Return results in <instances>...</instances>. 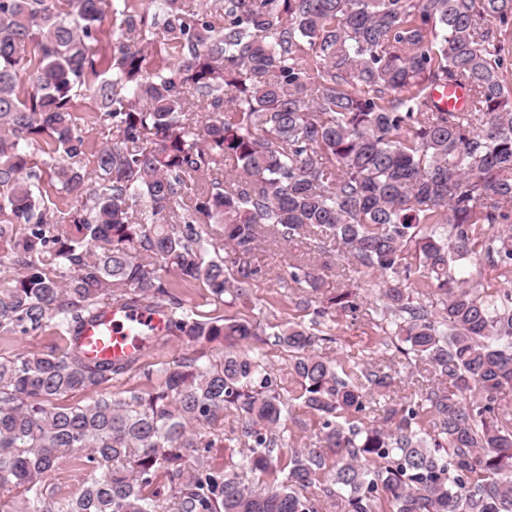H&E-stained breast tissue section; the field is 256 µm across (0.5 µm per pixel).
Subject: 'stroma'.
<instances>
[{"mask_svg": "<svg viewBox=\"0 0 512 512\" xmlns=\"http://www.w3.org/2000/svg\"><path fill=\"white\" fill-rule=\"evenodd\" d=\"M245 260L257 271L250 297L245 302L234 305L214 302L207 289L198 284L189 286L179 283L174 291L186 306L200 316H224L257 322L265 334L270 336L285 322H309V312L303 311L294 303L296 289L281 287L279 280L287 276L289 263L305 260L315 264L322 277L320 297H328L336 289L355 283L359 286L361 305L357 314L337 313L325 319L322 326L325 339L318 342L317 351L336 360L346 369L378 359L390 361L401 378L398 385L399 395L418 397L419 382L410 376L405 358L395 347L387 345L388 335L383 331L380 316L373 311L378 293L374 277L355 272L348 267L336 244H328L326 253L317 255L303 241L282 244L269 242L246 255ZM224 350V345L218 343L192 348L177 337H170L166 345L149 349L143 370L114 380L112 389L116 392L150 389L159 384L165 369L172 366L178 357L192 354L214 361L223 356ZM260 350L267 366L281 381L282 396L293 402L292 417L286 423L288 444L294 449L307 447L315 439L320 420L317 415L308 412L299 399L301 388L293 372V357L286 348L270 340L261 345Z\"/></svg>", "mask_w": 512, "mask_h": 512, "instance_id": "1", "label": "stroma"}]
</instances>
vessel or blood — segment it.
<instances>
[{
	"mask_svg": "<svg viewBox=\"0 0 512 512\" xmlns=\"http://www.w3.org/2000/svg\"><path fill=\"white\" fill-rule=\"evenodd\" d=\"M442 107L464 111L470 106V95L465 88L451 85L433 94ZM167 320L162 309H134L125 302H113L110 308L91 323L85 324L79 335L84 354L93 359L119 361L139 353L143 348L141 329L150 327L164 332Z\"/></svg>",
	"mask_w": 512,
	"mask_h": 512,
	"instance_id": "vessel-or-blood-1",
	"label": "vessel or blood"
}]
</instances>
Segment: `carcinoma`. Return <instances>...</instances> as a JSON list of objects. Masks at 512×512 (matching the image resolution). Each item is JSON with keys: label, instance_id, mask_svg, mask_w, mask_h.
<instances>
[{"label": "carcinoma", "instance_id": "carcinoma-1", "mask_svg": "<svg viewBox=\"0 0 512 512\" xmlns=\"http://www.w3.org/2000/svg\"><path fill=\"white\" fill-rule=\"evenodd\" d=\"M509 34L512 0H0V335L67 340L0 356V512H374L382 493L391 512H512V289L484 295L471 273L478 256L512 274ZM448 83L470 111L432 99ZM80 97L111 133L91 151ZM43 181L91 203L61 208ZM217 235L241 255L327 236L379 275L399 351L431 374L419 399L391 398L388 365L341 373L312 350L322 318L359 310L342 288L274 333L317 441L282 478L246 481L288 447L277 378L240 349L260 327L201 318L167 279L248 299L257 270H229ZM288 280L320 286L304 262ZM114 301L231 349L113 393L144 357L91 360L74 340ZM229 410L249 450L236 470L204 455L224 433L199 431ZM64 462L87 473L67 496L51 486Z\"/></svg>", "mask_w": 512, "mask_h": 512}]
</instances>
